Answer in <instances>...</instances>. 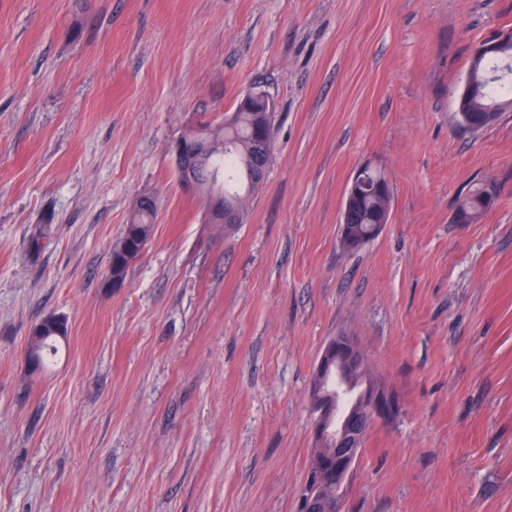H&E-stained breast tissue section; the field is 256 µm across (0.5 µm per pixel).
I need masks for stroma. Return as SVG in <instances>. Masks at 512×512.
<instances>
[{"label": "stroma", "mask_w": 512, "mask_h": 512, "mask_svg": "<svg viewBox=\"0 0 512 512\" xmlns=\"http://www.w3.org/2000/svg\"><path fill=\"white\" fill-rule=\"evenodd\" d=\"M506 31L512 0H0V512H298L341 334L393 402L344 512H512V110L476 135L456 112ZM253 88L266 177L210 224L168 146ZM367 165L390 221L350 252ZM477 183L499 192L458 223ZM144 195L151 238L110 287ZM142 206L154 207L157 203L151 196H143L139 198ZM138 203L133 209L124 235L119 243L112 250L111 259V284L113 288H121L124 283L113 278H119L123 281L126 279L129 264L123 262V254L133 243H140L146 246L155 222L156 208H143ZM48 332H51L58 337H63L62 335L68 332V328L67 326L62 324L60 317H57L55 315L46 316L38 323H36L30 330L29 343L26 353L27 360L28 362L30 361L31 364L35 359L40 336H45ZM56 336L49 337L39 345V355H37L38 369L40 368V370H42L43 368L46 367V361L44 356L45 350H48L50 354H54L56 352V347H53V344H51L52 342H56L59 340V338ZM51 347L53 348L48 349Z\"/></svg>", "instance_id": "1"}]
</instances>
